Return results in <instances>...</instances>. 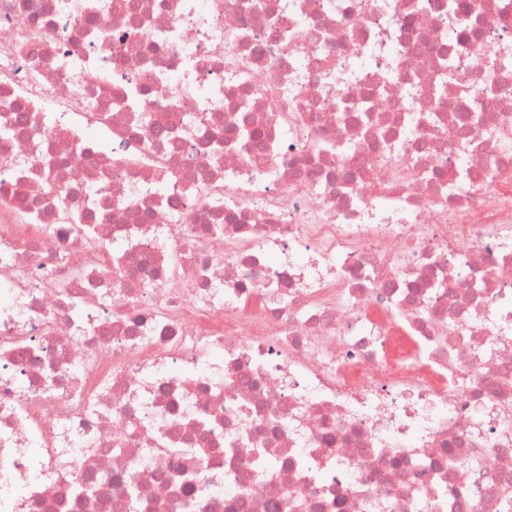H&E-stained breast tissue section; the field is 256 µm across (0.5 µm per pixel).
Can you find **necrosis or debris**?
Wrapping results in <instances>:
<instances>
[{"mask_svg": "<svg viewBox=\"0 0 512 512\" xmlns=\"http://www.w3.org/2000/svg\"><path fill=\"white\" fill-rule=\"evenodd\" d=\"M460 2L0 0V512H512V0Z\"/></svg>", "mask_w": 512, "mask_h": 512, "instance_id": "4bbe7bcc", "label": "necrosis or debris"}]
</instances>
